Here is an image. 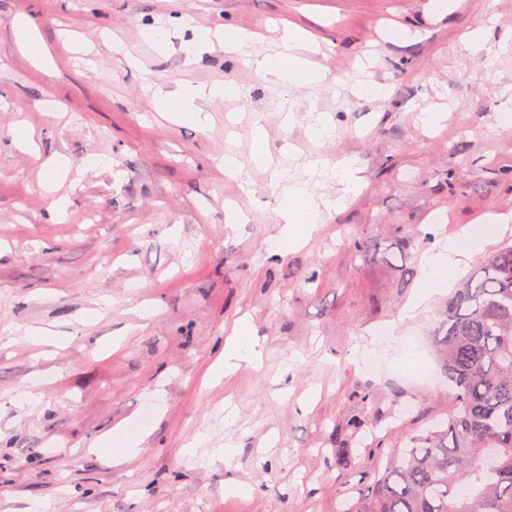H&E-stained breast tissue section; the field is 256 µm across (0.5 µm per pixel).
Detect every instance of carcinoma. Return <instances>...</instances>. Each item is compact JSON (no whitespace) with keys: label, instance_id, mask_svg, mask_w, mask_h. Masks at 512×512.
<instances>
[{"label":"carcinoma","instance_id":"cac0c4a2","mask_svg":"<svg viewBox=\"0 0 512 512\" xmlns=\"http://www.w3.org/2000/svg\"><path fill=\"white\" fill-rule=\"evenodd\" d=\"M434 341L456 405L448 422L376 447L373 501L347 512H512V244L448 298Z\"/></svg>","mask_w":512,"mask_h":512}]
</instances>
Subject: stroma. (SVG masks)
Segmentation results:
<instances>
[{
    "mask_svg": "<svg viewBox=\"0 0 512 512\" xmlns=\"http://www.w3.org/2000/svg\"><path fill=\"white\" fill-rule=\"evenodd\" d=\"M23 15L45 61L16 44ZM288 20L324 43L315 87H267L224 52L231 26L279 54ZM478 30L508 53L468 50ZM363 74L389 96L355 94ZM199 83L243 94L199 101L204 131L158 111L151 85ZM510 98L512 0H0V512L367 506L385 465L367 445L401 447L454 406L433 345L448 291L386 343L374 331L414 294L425 251L512 213ZM445 106L447 126L426 129L422 112ZM320 113L334 132L315 141ZM27 131L37 151L16 146ZM260 148L297 177L310 156L356 157L362 187L307 245L279 247L283 191ZM229 207L246 223L226 224ZM242 324L260 368L216 373ZM412 338L431 381L399 364ZM366 346L368 370L351 361ZM121 422L142 443L115 465L99 446ZM228 444L232 460L212 457Z\"/></svg>",
    "mask_w": 512,
    "mask_h": 512,
    "instance_id": "1",
    "label": "stroma"
}]
</instances>
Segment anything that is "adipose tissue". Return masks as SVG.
I'll return each instance as SVG.
<instances>
[{"instance_id":"obj_1","label":"adipose tissue","mask_w":512,"mask_h":512,"mask_svg":"<svg viewBox=\"0 0 512 512\" xmlns=\"http://www.w3.org/2000/svg\"><path fill=\"white\" fill-rule=\"evenodd\" d=\"M253 43V34L227 28L225 51L241 56L243 62L253 67L264 82L305 87L323 80V72L308 65L304 59L291 53L278 57L262 56L254 52ZM216 93L213 87L182 86L172 92L159 87L154 92V101L160 111L190 113L195 124L203 128L207 125L208 117L202 110L196 109L194 103ZM256 158L269 170L272 185L283 187L288 198L287 205L279 212L281 239L293 245L307 242L321 213L337 209L338 201L316 196L311 180L290 178L287 171L275 165L269 155L260 152ZM510 223L512 216L494 214L483 225L466 227L457 238L426 251L421 258L423 279L399 314V321L413 318L416 310L439 289L452 287L470 255Z\"/></svg>"}]
</instances>
